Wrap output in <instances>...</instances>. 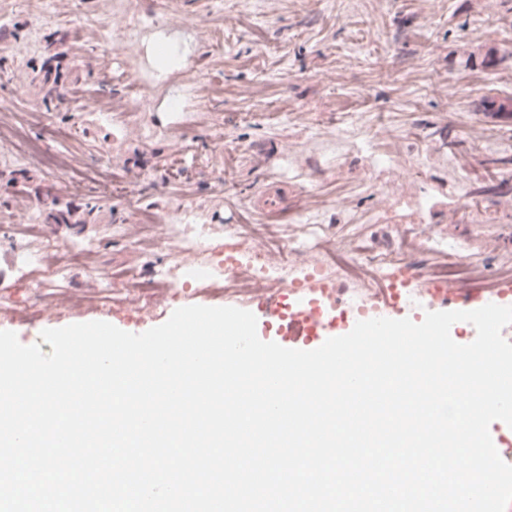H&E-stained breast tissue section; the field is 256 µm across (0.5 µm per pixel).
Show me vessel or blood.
I'll return each mask as SVG.
<instances>
[{
  "label": "vessel or blood",
  "instance_id": "obj_1",
  "mask_svg": "<svg viewBox=\"0 0 512 512\" xmlns=\"http://www.w3.org/2000/svg\"><path fill=\"white\" fill-rule=\"evenodd\" d=\"M286 197V187L276 183L263 191L256 201V207L266 217L274 218L280 215ZM421 278L420 270L414 268L376 292L377 313L385 318H402L401 294ZM416 299L431 311H468L489 303L512 306V281L498 284L492 293L461 281L434 282L426 285ZM346 304L343 284L329 288L313 281L304 287L289 290L283 298L272 295L258 298L253 313L258 326L272 331L281 346L313 350L326 339L341 335L342 329L337 326L334 313Z\"/></svg>",
  "mask_w": 512,
  "mask_h": 512
}]
</instances>
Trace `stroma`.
Masks as SVG:
<instances>
[{"label": "stroma", "instance_id": "1", "mask_svg": "<svg viewBox=\"0 0 512 512\" xmlns=\"http://www.w3.org/2000/svg\"><path fill=\"white\" fill-rule=\"evenodd\" d=\"M495 95L512 96V0H0V111L67 164L50 174L0 141V330L48 354L49 328L139 334L183 306L249 309L217 267L241 242L232 224L372 253L398 224L402 263L456 253L498 283L512 116L483 111ZM273 182L288 201L269 224L254 201ZM49 190L75 223H47ZM169 224L207 225L190 263L209 275L144 316L124 298L180 262ZM77 242L90 266L52 253Z\"/></svg>", "mask_w": 512, "mask_h": 512}]
</instances>
